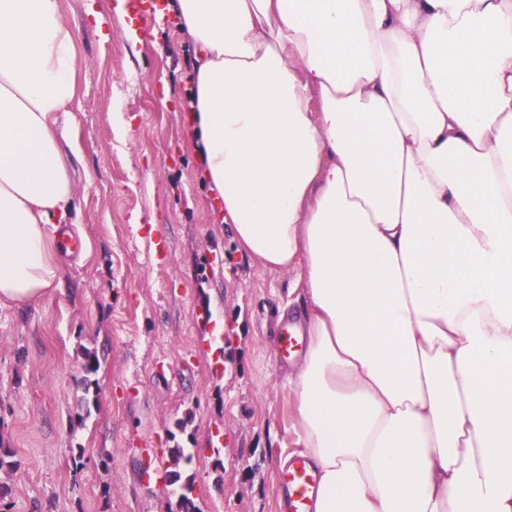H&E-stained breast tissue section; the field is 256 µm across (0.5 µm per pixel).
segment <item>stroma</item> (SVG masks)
Instances as JSON below:
<instances>
[{"label": "stroma", "instance_id": "obj_1", "mask_svg": "<svg viewBox=\"0 0 512 512\" xmlns=\"http://www.w3.org/2000/svg\"><path fill=\"white\" fill-rule=\"evenodd\" d=\"M59 2L76 56L59 142L84 249L61 257L39 303H0V446L16 464L0 473L6 512H173L139 463L154 448L171 469L176 442L194 450L180 469L199 512H279L281 460L298 451L278 351L293 277L251 260L217 218L191 146V45L176 14ZM87 348L107 353L89 395ZM187 415L188 434L171 437Z\"/></svg>", "mask_w": 512, "mask_h": 512}]
</instances>
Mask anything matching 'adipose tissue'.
Wrapping results in <instances>:
<instances>
[{"instance_id":"adipose-tissue-1","label":"adipose tissue","mask_w":512,"mask_h":512,"mask_svg":"<svg viewBox=\"0 0 512 512\" xmlns=\"http://www.w3.org/2000/svg\"><path fill=\"white\" fill-rule=\"evenodd\" d=\"M223 220L297 275L312 512H512V0H173ZM59 0H0V301L56 282Z\"/></svg>"}]
</instances>
